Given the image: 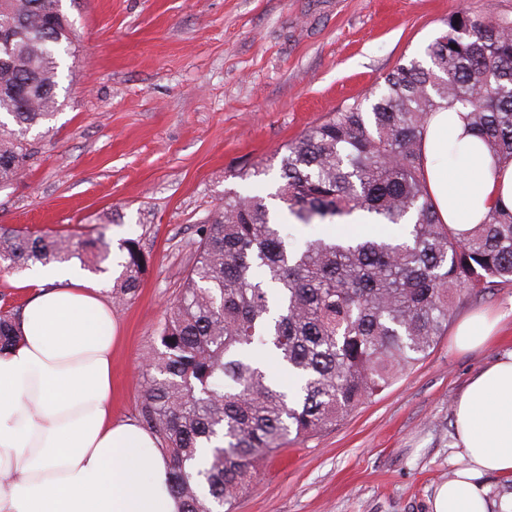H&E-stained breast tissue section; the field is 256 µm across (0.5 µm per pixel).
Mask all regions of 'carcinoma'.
Here are the masks:
<instances>
[{"mask_svg":"<svg viewBox=\"0 0 512 512\" xmlns=\"http://www.w3.org/2000/svg\"><path fill=\"white\" fill-rule=\"evenodd\" d=\"M384 85L288 142L267 195L228 193L198 228L138 384L141 423L170 466L181 512H233L264 458L337 424L421 361L448 330L454 298L512 284V210L467 236L440 223L422 140L442 104L461 107L486 148L512 162V20L463 9ZM73 25L62 0H0V187L31 157L25 133L58 107ZM404 227L361 236L350 220ZM327 224L300 245L283 221ZM113 302L137 296L150 256L119 243ZM104 233L0 225V272L73 259L105 273ZM22 307L0 306V353ZM298 381L288 393L261 358Z\"/></svg>","mask_w":512,"mask_h":512,"instance_id":"1","label":"carcinoma"}]
</instances>
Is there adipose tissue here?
I'll use <instances>...</instances> for the list:
<instances>
[{
  "instance_id": "ef3b65f1",
  "label": "adipose tissue",
  "mask_w": 512,
  "mask_h": 512,
  "mask_svg": "<svg viewBox=\"0 0 512 512\" xmlns=\"http://www.w3.org/2000/svg\"><path fill=\"white\" fill-rule=\"evenodd\" d=\"M427 192L441 223L463 236L496 208H512V162L441 107L422 143ZM21 336L0 355V512H180L155 437L112 414V311L78 268L33 270ZM463 461L433 497V512H512L488 477L512 479V354L477 372L454 399Z\"/></svg>"
}]
</instances>
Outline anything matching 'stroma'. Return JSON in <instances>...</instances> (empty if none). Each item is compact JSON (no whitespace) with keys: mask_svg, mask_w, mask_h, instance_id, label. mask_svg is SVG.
I'll use <instances>...</instances> for the list:
<instances>
[{"mask_svg":"<svg viewBox=\"0 0 512 512\" xmlns=\"http://www.w3.org/2000/svg\"><path fill=\"white\" fill-rule=\"evenodd\" d=\"M75 28L52 120L29 130L22 175L0 188V224L104 227L150 256L135 300L113 307L120 345L113 409L137 419L136 379L183 283L196 229L235 170L277 151L382 84L460 8L512 19V0H62ZM502 314L490 346L452 330ZM449 331L391 387L334 427L260 467L234 512H431L461 467L450 405L470 377L512 352V285L457 303Z\"/></svg>","mask_w":512,"mask_h":512,"instance_id":"1","label":"stroma"}]
</instances>
